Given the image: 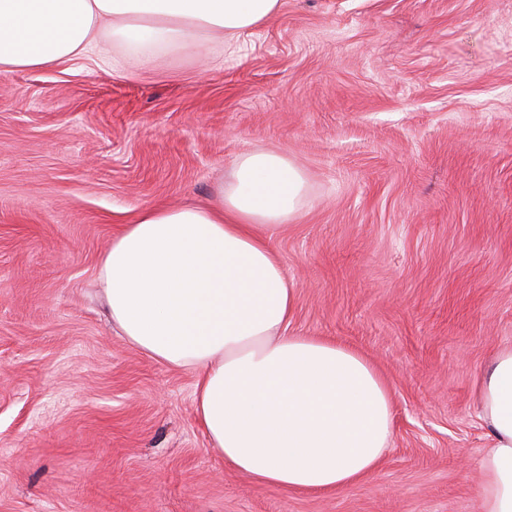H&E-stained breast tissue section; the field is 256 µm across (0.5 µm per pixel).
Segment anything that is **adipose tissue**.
I'll return each instance as SVG.
<instances>
[{"mask_svg":"<svg viewBox=\"0 0 512 512\" xmlns=\"http://www.w3.org/2000/svg\"><path fill=\"white\" fill-rule=\"evenodd\" d=\"M280 0H0V77L102 54L127 69L260 27ZM303 170L286 154L239 155L204 206H147L102 253L105 314L129 344L196 376L195 413L225 465L257 483L330 491L379 465L392 395L374 364L335 342L293 335L295 287L268 245L300 214ZM490 438L482 512H512V346L475 386Z\"/></svg>","mask_w":512,"mask_h":512,"instance_id":"adipose-tissue-1","label":"adipose tissue"}]
</instances>
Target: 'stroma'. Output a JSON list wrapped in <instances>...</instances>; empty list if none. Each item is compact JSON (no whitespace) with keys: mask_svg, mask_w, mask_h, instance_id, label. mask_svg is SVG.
<instances>
[{"mask_svg":"<svg viewBox=\"0 0 512 512\" xmlns=\"http://www.w3.org/2000/svg\"><path fill=\"white\" fill-rule=\"evenodd\" d=\"M307 202L269 245L289 332L393 394L370 474L323 493L225 467L195 375L105 320L101 254L149 205H203L245 151ZM512 345V0H282L258 30L130 73L0 78V512H481L473 401Z\"/></svg>","mask_w":512,"mask_h":512,"instance_id":"obj_1","label":"stroma"}]
</instances>
